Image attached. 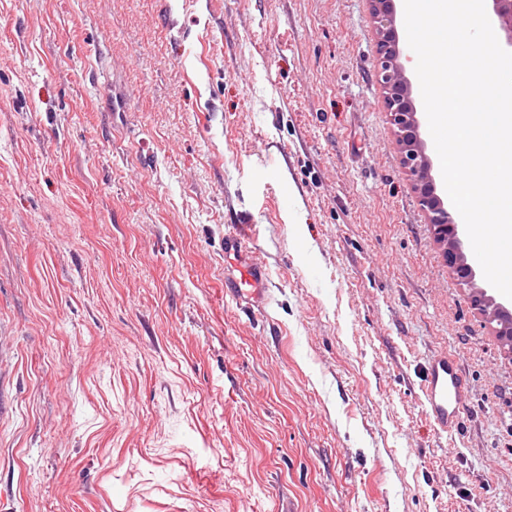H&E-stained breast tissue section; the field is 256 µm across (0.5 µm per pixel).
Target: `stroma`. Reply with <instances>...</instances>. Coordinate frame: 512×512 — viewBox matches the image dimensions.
I'll return each instance as SVG.
<instances>
[{
  "mask_svg": "<svg viewBox=\"0 0 512 512\" xmlns=\"http://www.w3.org/2000/svg\"><path fill=\"white\" fill-rule=\"evenodd\" d=\"M378 67L368 0H0V512H512V354ZM247 225L252 224H237L224 234V257L231 261L236 272L224 282V292L237 302L254 308L267 302L269 274L254 260L246 245L243 228ZM421 392L423 406L433 426L444 434L457 432L462 414L470 403V388L453 354L442 352L429 359Z\"/></svg>",
  "mask_w": 512,
  "mask_h": 512,
  "instance_id": "35a3bbf8",
  "label": "stroma"
}]
</instances>
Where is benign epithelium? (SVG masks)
<instances>
[{"label":"benign epithelium","mask_w":512,"mask_h":512,"mask_svg":"<svg viewBox=\"0 0 512 512\" xmlns=\"http://www.w3.org/2000/svg\"><path fill=\"white\" fill-rule=\"evenodd\" d=\"M505 44L512 48V0H488ZM370 16L377 35L379 81L385 109L398 142L401 162L414 183L422 209L444 249L448 267L474 294V304L493 325L504 347L512 354V314L477 285L467 263L461 230L450 205L438 189L433 164L422 135V120L415 103L414 87L402 62L404 48L397 33L396 0H369Z\"/></svg>","instance_id":"benign-epithelium-1"}]
</instances>
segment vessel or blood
I'll use <instances>...</instances> for the list:
<instances>
[{
    "instance_id": "obj_1",
    "label": "vessel or blood",
    "mask_w": 512,
    "mask_h": 512,
    "mask_svg": "<svg viewBox=\"0 0 512 512\" xmlns=\"http://www.w3.org/2000/svg\"><path fill=\"white\" fill-rule=\"evenodd\" d=\"M246 239L245 232L239 226L224 235V256L234 268L224 288L234 300L254 308L267 302L269 274L254 260ZM422 403L439 432L448 434L459 430L462 414L470 403V388L453 354L442 352L429 359L425 368Z\"/></svg>"
}]
</instances>
